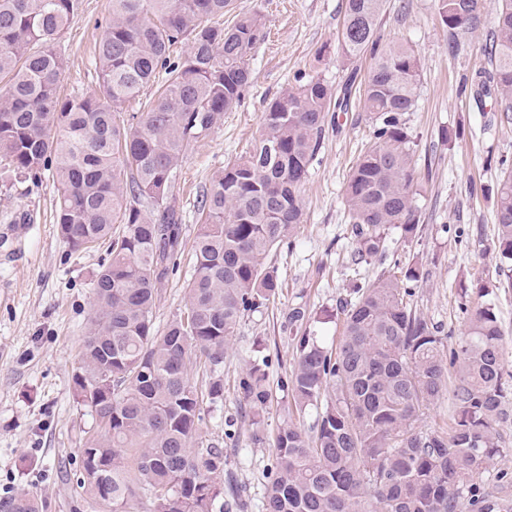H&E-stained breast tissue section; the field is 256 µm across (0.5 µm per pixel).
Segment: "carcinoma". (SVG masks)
Listing matches in <instances>:
<instances>
[{
  "mask_svg": "<svg viewBox=\"0 0 512 512\" xmlns=\"http://www.w3.org/2000/svg\"><path fill=\"white\" fill-rule=\"evenodd\" d=\"M232 0H112L95 57L98 90L61 98L64 59L56 48L81 0H0V155L32 180L52 172L59 237L73 250L110 240V259L94 282L93 314L74 377V397L95 421L80 449L77 485L91 506L112 512H238L245 508L224 472V448L202 431L203 403L224 399V354L241 319L279 295L269 254L303 223L301 193L318 155L326 112L347 104L320 78L285 90L268 107L248 156L217 171L197 204L193 275L184 305L164 332L153 309L181 249L182 215L170 197L188 148L207 138L250 83L248 56L263 19L243 15L226 28ZM384 0H345L337 34L348 61L372 60L363 111L374 143L344 187L355 254L385 253L384 233L415 237L419 173L405 122L420 61L404 45L383 44L376 28ZM451 36L480 24V0H437ZM188 43L184 57L170 49ZM484 53L485 81L500 121L512 123V0H500ZM164 81L142 112L123 106ZM500 269L512 272V169L496 188ZM418 266L353 289L341 307L334 350L302 330L293 307L287 420L272 438L275 458L264 512H512V499L481 492L482 465L502 453L498 425L512 407V371L494 309L468 313L467 337L444 353L436 328L405 300ZM270 355L258 349L239 381L253 410L251 440L272 403ZM456 368L451 433L415 428ZM201 371L204 383L190 378ZM316 411L307 427L292 420ZM229 499H224V490ZM0 512H36L26 497L0 500Z\"/></svg>",
  "mask_w": 512,
  "mask_h": 512,
  "instance_id": "1",
  "label": "carcinoma"
}]
</instances>
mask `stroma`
<instances>
[{
  "mask_svg": "<svg viewBox=\"0 0 512 512\" xmlns=\"http://www.w3.org/2000/svg\"><path fill=\"white\" fill-rule=\"evenodd\" d=\"M498 0H481V23L458 51L437 17L436 0H387L377 31L385 43L413 48L420 59L416 103L406 116L420 173L415 204L423 224L416 239L400 229L385 232V253L355 264V241L344 218L343 185L371 123L360 104L369 61L347 63L336 46L344 0H233L225 23L260 14L266 36L249 56L251 84L241 104L225 113L211 134L190 147L172 188L183 215L182 247L154 309L165 330L183 304L193 273L197 201L213 174L244 155L260 136L270 102L300 78L318 77L335 94L351 92L349 111L328 112L320 152L303 191L304 222L292 245L270 253L282 282L280 296L245 315L224 355V401L203 404V432L223 441L226 420L239 438L226 448L225 469L260 512L274 450L252 443V412L239 381L257 344L272 354L270 383L290 372L293 344L281 323L289 308L305 309L325 347L338 344L339 306L354 286L373 283L393 263L422 267L411 303L457 345L467 330L466 307L492 304L502 332L503 356L512 367V284L498 268V225L491 189L501 160L512 161V124L500 123L492 103L476 107L474 83L487 68L483 53ZM109 0H82L63 31L61 97L93 91V61L109 16ZM51 175L31 182L0 156V498H32L39 512H86L67 470L76 469L92 417L73 398L85 328L93 311V282L106 246L72 251L59 238ZM505 452L481 469V486L512 496V417L499 426Z\"/></svg>",
  "mask_w": 512,
  "mask_h": 512,
  "instance_id": "35a3bbf8",
  "label": "stroma"
}]
</instances>
